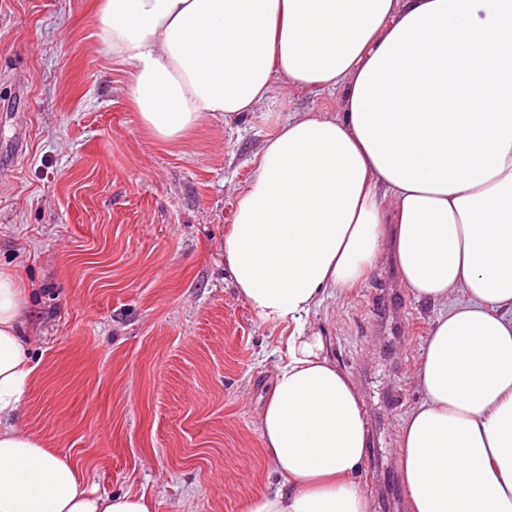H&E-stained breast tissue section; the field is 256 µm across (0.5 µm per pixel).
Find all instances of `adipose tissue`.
<instances>
[{"label": "adipose tissue", "mask_w": 512, "mask_h": 512, "mask_svg": "<svg viewBox=\"0 0 512 512\" xmlns=\"http://www.w3.org/2000/svg\"><path fill=\"white\" fill-rule=\"evenodd\" d=\"M102 52L127 66L141 126L179 142L259 109L275 83L343 92L291 112L236 196L224 260L286 353L258 412L274 491L243 512H372L350 376L309 323L392 247L437 308L398 444L410 512H512V0H102ZM31 288L0 267V512H156L96 493L25 425Z\"/></svg>", "instance_id": "adipose-tissue-1"}]
</instances>
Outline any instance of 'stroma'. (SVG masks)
Masks as SVG:
<instances>
[{
  "instance_id": "1",
  "label": "stroma",
  "mask_w": 512,
  "mask_h": 512,
  "mask_svg": "<svg viewBox=\"0 0 512 512\" xmlns=\"http://www.w3.org/2000/svg\"><path fill=\"white\" fill-rule=\"evenodd\" d=\"M100 0H0V265L35 290L25 424L90 487L157 512H242L269 466L257 410L288 331L239 298L221 244L235 192L291 112L337 113L341 91L285 94L180 142L141 127L126 73L96 39ZM436 309L392 252L312 321L364 399L357 480L374 512H409L401 421Z\"/></svg>"
}]
</instances>
